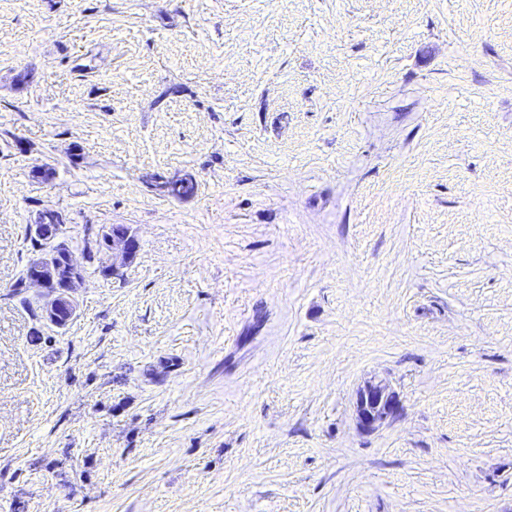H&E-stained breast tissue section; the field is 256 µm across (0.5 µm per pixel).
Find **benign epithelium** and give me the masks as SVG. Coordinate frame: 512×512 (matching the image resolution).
<instances>
[{"label":"benign epithelium","mask_w":512,"mask_h":512,"mask_svg":"<svg viewBox=\"0 0 512 512\" xmlns=\"http://www.w3.org/2000/svg\"><path fill=\"white\" fill-rule=\"evenodd\" d=\"M42 212L37 222L28 225V235L39 241L37 253L29 260L23 285L42 289L45 299L42 315L45 321L59 324L69 321L76 311L74 290L84 278V266L74 256L57 257L53 250L54 234L63 229L65 222L58 219L46 223ZM86 248L84 256H90L108 275L115 274L111 262L112 253L120 249L126 256L135 253L137 243L133 236H111L105 226L95 230L85 227ZM399 399L395 392L380 382H368L356 394V416L359 425L373 431L391 418L398 410Z\"/></svg>","instance_id":"7a95c632"}]
</instances>
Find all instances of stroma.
<instances>
[{
  "label": "stroma",
  "instance_id": "stroma-1",
  "mask_svg": "<svg viewBox=\"0 0 512 512\" xmlns=\"http://www.w3.org/2000/svg\"><path fill=\"white\" fill-rule=\"evenodd\" d=\"M0 512H512V0H0ZM58 216L55 224H46L48 214ZM64 220L52 211L38 215L35 224H28V235L39 240L40 248L30 239L37 253L29 260L23 286L42 289L45 299L42 315L46 322L59 324L69 321L76 311L75 288L84 278V266L73 254L66 259L57 257L53 250L54 234L65 226ZM106 226L94 230L91 226L85 227L86 248L84 256L89 255L98 263L100 268L107 275L115 274V267L111 262L112 253L115 250H122L125 256H132L135 253L137 243L133 236H110ZM395 392L380 382H367L356 394V416L359 425L373 431L391 418L398 410Z\"/></svg>",
  "mask_w": 512,
  "mask_h": 512
}]
</instances>
